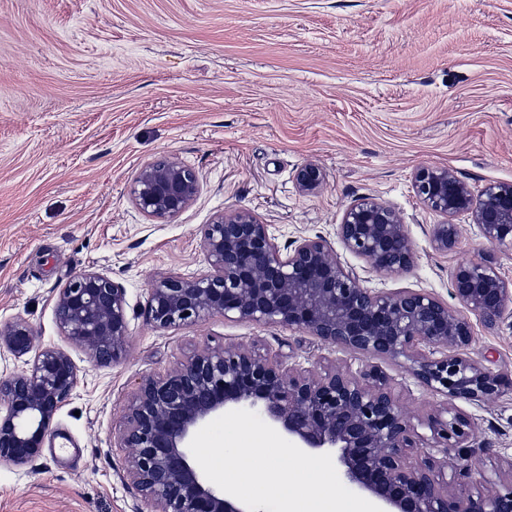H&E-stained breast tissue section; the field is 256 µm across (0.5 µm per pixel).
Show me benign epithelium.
I'll return each instance as SVG.
<instances>
[{
    "label": "benign epithelium",
    "mask_w": 512,
    "mask_h": 512,
    "mask_svg": "<svg viewBox=\"0 0 512 512\" xmlns=\"http://www.w3.org/2000/svg\"><path fill=\"white\" fill-rule=\"evenodd\" d=\"M296 182L313 192L323 175L308 164ZM414 189L430 210L446 218L467 213L487 242L512 247L511 183L490 184L476 197L452 170L423 167ZM200 190L199 174L168 156L141 168L131 194L146 216L168 220ZM337 235L347 251L384 276L406 272L415 262L405 225L374 199L349 207ZM430 237L435 250L447 252L456 245L457 227L434 224ZM202 247L206 273L150 285L146 314L154 327L194 325L220 314L302 331L372 362L353 377L336 368H292L269 349L207 344L167 372L145 377L127 407L118 447L133 449L124 470L147 512H247L208 483L189 448L198 428L230 407L261 411L308 454L335 453L343 477L371 495L382 512H512V477L475 494L467 482L471 468L463 466V481L450 490L435 475L443 463L424 452L468 442L472 425L457 403L512 394L511 377L468 356L474 331L467 316L423 290L363 287L321 237L283 250L269 225L247 209L215 217ZM451 284L459 304L490 325L512 306V282L486 258L457 266ZM127 309L125 289L97 271L76 274L54 303L61 334L85 345L100 364L128 355ZM2 342L19 356L33 354L27 371L0 379V464L17 465L41 453L78 370L65 350L39 343L24 321L0 326ZM400 359L420 383L446 397L444 414L428 420L429 439L415 430L378 364Z\"/></svg>",
    "instance_id": "1"
}]
</instances>
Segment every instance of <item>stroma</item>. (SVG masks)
<instances>
[{
    "label": "stroma",
    "instance_id": "35a3bbf8",
    "mask_svg": "<svg viewBox=\"0 0 512 512\" xmlns=\"http://www.w3.org/2000/svg\"><path fill=\"white\" fill-rule=\"evenodd\" d=\"M175 156L201 176L197 200L156 221L135 206L142 166ZM323 183L301 192L297 171ZM423 166L480 192L512 182V0H0V326L29 323L70 354L78 382L40 456L0 465V512H142L117 447L141 379L194 348L257 346L291 367L359 376L365 357L305 332L215 315L161 330L148 289L208 264L201 242L221 213L251 210L280 247L322 237L364 287L424 290L450 307L451 273L512 249L460 214L456 246L431 243L440 215L417 197ZM365 197L395 210L413 267L376 273L336 235ZM126 290L125 359L97 364L62 336L57 291L77 273ZM470 356L512 377V318L472 317ZM418 433L443 395L403 364L382 365ZM473 423L477 489L512 474V395L461 404ZM296 182L301 191L313 192L322 185L323 175L318 166L308 164L298 170Z\"/></svg>",
    "mask_w": 512,
    "mask_h": 512
}]
</instances>
